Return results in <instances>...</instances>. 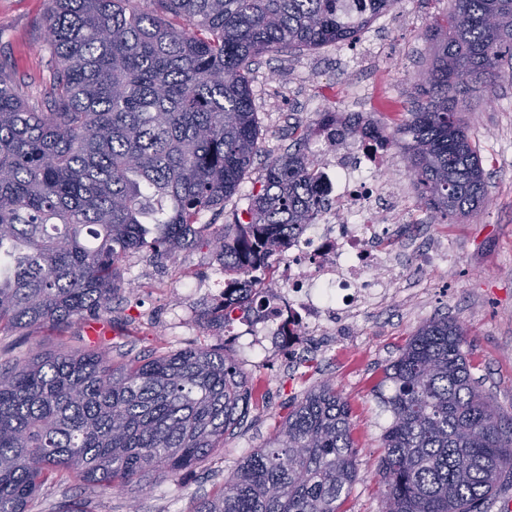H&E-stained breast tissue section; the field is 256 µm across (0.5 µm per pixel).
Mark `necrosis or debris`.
<instances>
[{
  "instance_id": "4bbe7bcc",
  "label": "necrosis or debris",
  "mask_w": 512,
  "mask_h": 512,
  "mask_svg": "<svg viewBox=\"0 0 512 512\" xmlns=\"http://www.w3.org/2000/svg\"><path fill=\"white\" fill-rule=\"evenodd\" d=\"M323 139L317 189L324 205L316 223L280 256L278 299L259 296L249 318L291 346L299 334L326 331L379 307L387 289L403 279L399 254L412 245L391 219L401 189L386 175L389 146L369 133L339 140L329 130Z\"/></svg>"
}]
</instances>
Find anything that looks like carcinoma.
<instances>
[{"instance_id":"obj_1","label":"carcinoma","mask_w":512,"mask_h":512,"mask_svg":"<svg viewBox=\"0 0 512 512\" xmlns=\"http://www.w3.org/2000/svg\"><path fill=\"white\" fill-rule=\"evenodd\" d=\"M397 4L48 0V109L0 62V335L109 323L128 257L173 259L201 243L224 257L213 321L227 329L250 312L270 259L323 205L301 135L266 161L248 221L202 237L204 214L238 192L261 153L251 64L352 42ZM428 40L429 81L414 85L405 120L323 112L319 124L399 146L420 200L457 224L486 203L463 112L512 68V0H448ZM464 336L452 319L430 320L384 369L382 512H483L512 469V422L479 389ZM248 401L222 344L117 360L101 342L0 366V512H27L47 484L176 480L224 448ZM356 479L349 410L323 383L194 512H343Z\"/></svg>"}]
</instances>
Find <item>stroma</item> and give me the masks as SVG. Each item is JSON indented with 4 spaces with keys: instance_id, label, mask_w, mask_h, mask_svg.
Here are the masks:
<instances>
[{
    "instance_id": "obj_1",
    "label": "stroma",
    "mask_w": 512,
    "mask_h": 512,
    "mask_svg": "<svg viewBox=\"0 0 512 512\" xmlns=\"http://www.w3.org/2000/svg\"><path fill=\"white\" fill-rule=\"evenodd\" d=\"M46 7V0H0V60H8L19 87L34 94L49 77L48 57L41 49ZM447 9L448 0H399L354 43L259 57L252 66L251 89L263 154L239 192L206 213L208 235L219 234L244 214L267 157L285 153L296 132L312 135L320 113L346 114L355 89L364 91V117L388 125L404 119L411 88L430 63L425 31ZM464 117L480 149L488 201L462 223H438L420 202L403 150L392 148L388 174L404 193L396 220L408 227L431 226L444 249L392 288L382 309L337 323L332 337H301L293 363L286 361L283 348L249 353L226 340L224 348L246 373L253 396L243 423L226 436L222 450L176 481L155 477L115 491L70 483L47 486L29 512H54L65 500L85 503L88 512H191L197 500L265 446L291 404L324 381L335 384L349 408L358 450V479L343 508L380 512L375 472L391 421L378 399L384 369L419 326L443 316L463 325V349L475 377L500 414L512 419V77L499 81L494 97L472 101ZM221 262L211 245L182 251L171 260L129 257L123 278L132 290L113 301L106 333L113 356L143 358L161 349L216 344L218 331L207 316L212 302L192 286L204 277H218ZM93 342L88 328L47 326L0 335V350L7 359L22 361L38 352L83 350Z\"/></svg>"
}]
</instances>
